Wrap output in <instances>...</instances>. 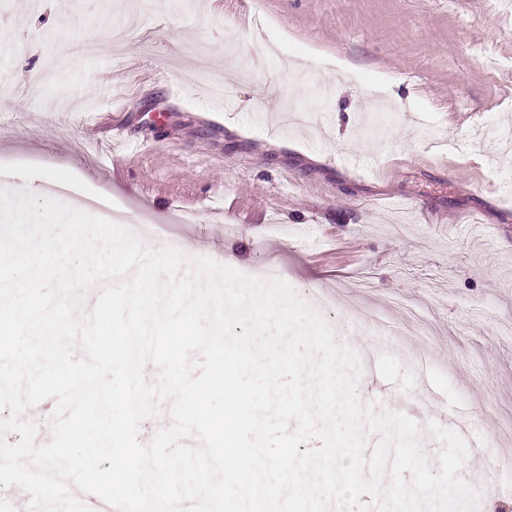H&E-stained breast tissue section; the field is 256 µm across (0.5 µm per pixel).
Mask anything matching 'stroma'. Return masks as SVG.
Returning a JSON list of instances; mask_svg holds the SVG:
<instances>
[{
	"mask_svg": "<svg viewBox=\"0 0 512 512\" xmlns=\"http://www.w3.org/2000/svg\"><path fill=\"white\" fill-rule=\"evenodd\" d=\"M0 85V185L402 332L392 407L428 423L426 354L512 506V0H0Z\"/></svg>",
	"mask_w": 512,
	"mask_h": 512,
	"instance_id": "35a3bbf8",
	"label": "stroma"
}]
</instances>
